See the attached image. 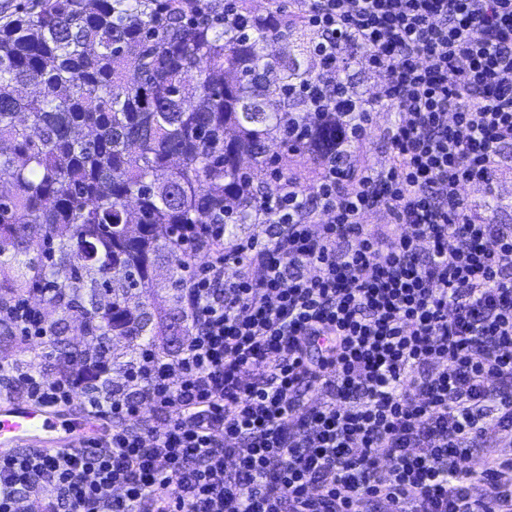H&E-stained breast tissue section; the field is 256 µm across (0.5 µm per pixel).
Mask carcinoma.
<instances>
[{"instance_id":"carcinoma-1","label":"carcinoma","mask_w":512,"mask_h":512,"mask_svg":"<svg viewBox=\"0 0 512 512\" xmlns=\"http://www.w3.org/2000/svg\"><path fill=\"white\" fill-rule=\"evenodd\" d=\"M248 2L246 28L224 27V0L207 22L200 0H38L0 27V301L64 295L105 359L111 337L151 335L128 295L158 262L182 303L201 225L233 237L293 157L348 158L357 93L323 95L315 33Z\"/></svg>"}]
</instances>
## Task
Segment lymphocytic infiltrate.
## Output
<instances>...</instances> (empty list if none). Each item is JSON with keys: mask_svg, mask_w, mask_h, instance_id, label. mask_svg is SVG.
Listing matches in <instances>:
<instances>
[{"mask_svg": "<svg viewBox=\"0 0 512 512\" xmlns=\"http://www.w3.org/2000/svg\"><path fill=\"white\" fill-rule=\"evenodd\" d=\"M268 8L323 36L321 86L365 62L380 92L350 123L366 133L393 107L388 163L321 161L310 197L280 182L247 242L205 226L187 253L184 346H137L122 387L90 358L49 377L1 362L0 399L82 393L100 429L77 450L0 457V512L30 496L40 512H512V460L494 454L512 435V233L461 194L512 168V0ZM376 208L392 224L364 223ZM5 314L55 358L39 308Z\"/></svg>", "mask_w": 512, "mask_h": 512, "instance_id": "obj_1", "label": "lymphocytic infiltrate"}]
</instances>
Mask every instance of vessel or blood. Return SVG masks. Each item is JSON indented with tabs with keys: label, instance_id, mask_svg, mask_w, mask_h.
I'll return each instance as SVG.
<instances>
[{
	"label": "vessel or blood",
	"instance_id": "1",
	"mask_svg": "<svg viewBox=\"0 0 512 512\" xmlns=\"http://www.w3.org/2000/svg\"><path fill=\"white\" fill-rule=\"evenodd\" d=\"M87 442L86 428L76 415L39 404L0 405V454L16 448H43L50 451L77 449Z\"/></svg>",
	"mask_w": 512,
	"mask_h": 512
}]
</instances>
